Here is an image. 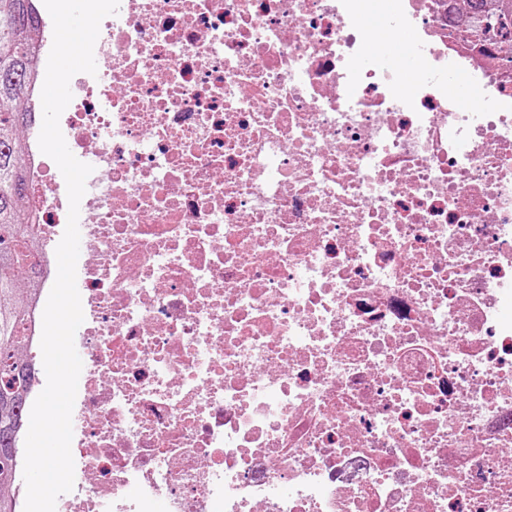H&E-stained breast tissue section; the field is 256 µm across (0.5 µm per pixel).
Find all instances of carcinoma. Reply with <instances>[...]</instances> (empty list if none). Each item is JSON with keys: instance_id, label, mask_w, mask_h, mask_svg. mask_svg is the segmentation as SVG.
Wrapping results in <instances>:
<instances>
[{"instance_id": "cac0c4a2", "label": "carcinoma", "mask_w": 512, "mask_h": 512, "mask_svg": "<svg viewBox=\"0 0 512 512\" xmlns=\"http://www.w3.org/2000/svg\"><path fill=\"white\" fill-rule=\"evenodd\" d=\"M478 20L470 29L476 42L497 35L507 24L512 0H470ZM41 20L34 0H0V512H16L10 490L20 469L19 437L38 368L24 336L38 295L40 280L21 288L23 271L38 273L40 250L31 230L25 156L19 134L32 128L31 106L6 108L7 102H29L39 75L37 43Z\"/></svg>"}]
</instances>
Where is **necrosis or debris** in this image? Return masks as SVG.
<instances>
[{
  "mask_svg": "<svg viewBox=\"0 0 512 512\" xmlns=\"http://www.w3.org/2000/svg\"><path fill=\"white\" fill-rule=\"evenodd\" d=\"M473 19L120 0L101 21L107 75L62 124L96 167L59 512H512V64ZM397 27L411 81L364 55ZM24 150L48 290L69 203Z\"/></svg>",
  "mask_w": 512,
  "mask_h": 512,
  "instance_id": "1",
  "label": "necrosis or debris"
}]
</instances>
